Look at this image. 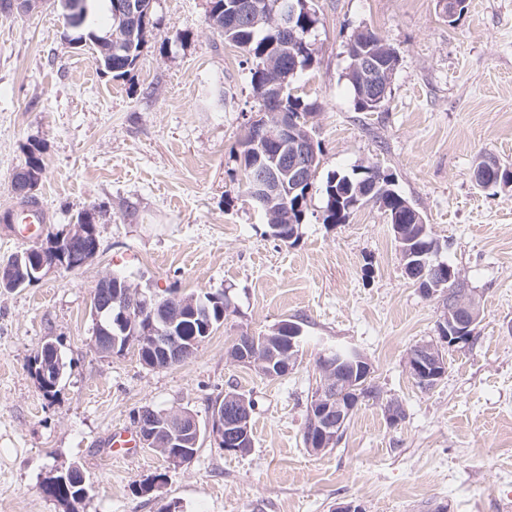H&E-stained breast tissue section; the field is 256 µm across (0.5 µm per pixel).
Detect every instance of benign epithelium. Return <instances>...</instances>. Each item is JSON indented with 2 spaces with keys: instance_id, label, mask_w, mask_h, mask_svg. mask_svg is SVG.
Returning a JSON list of instances; mask_svg holds the SVG:
<instances>
[{
  "instance_id": "obj_1",
  "label": "benign epithelium",
  "mask_w": 512,
  "mask_h": 512,
  "mask_svg": "<svg viewBox=\"0 0 512 512\" xmlns=\"http://www.w3.org/2000/svg\"><path fill=\"white\" fill-rule=\"evenodd\" d=\"M280 9L273 15L272 25L281 33L279 54L286 55L305 45L311 29H301L297 24L298 9H307L306 0H283ZM68 25L79 28L83 22L84 5L65 0L63 2ZM224 9L239 25L251 26L258 21L262 5L255 0H227ZM141 11L140 4L134 0H114L113 13L123 21L137 22ZM273 78L264 85L255 88L254 99L262 104L257 115L251 121L253 144L267 157L263 173L249 182L247 198L258 210L265 213L269 220L278 214L279 205H288V198L300 189L312 190L313 167L316 160V144L311 136L299 137L296 129L288 124L283 114L271 112L264 107L267 101L282 95L295 77L296 70L288 72L273 69V62H266ZM377 67L369 55L353 57L351 71L366 79L372 76ZM392 234L397 243L402 269L414 274L419 292L427 298H436L439 302V320L437 336L431 340L418 342L407 356L408 372L414 382L423 390L436 387L447 373L446 357L443 350L472 343L479 326L483 309L477 290L464 282L456 288L447 287L448 260L441 254L448 244L438 238H431L415 256L408 251L409 242L403 240L402 225H391ZM83 236V230L69 226L58 236L43 239L38 244L39 257L33 266L27 268L28 274L21 278L25 283L35 282L43 276L58 270L77 271L87 265L96 255L97 248L81 249L75 246L76 240ZM119 281L107 276L97 283L93 292L92 313L95 323H100L103 312L112 314L115 324L122 331H128L127 322L134 316H154L158 307V294L139 291L136 295L117 291ZM277 338V348L272 359L265 361L269 370L281 376L288 374L301 357L302 329L297 324L286 327H274L268 334L257 336L244 332L231 350V359L240 364H252L258 354L259 343L266 339ZM147 344L154 351L150 363L156 369L168 368L182 363L192 356L193 347L175 336L170 327H159L153 321L146 322L140 341H120L119 337H108V332L97 327L91 339V345L100 354H117L138 344ZM340 364H356L361 378L344 380L333 379L331 371ZM320 384L308 409L307 432L309 433L308 451L320 454L336 440V435L355 411L360 401L374 396L365 393L369 388L372 365L361 351L352 347H331L320 354L317 363ZM232 408L247 406V399L228 396L226 401H216L211 409L209 421L201 426L195 415L188 410L162 413V426H157L158 416L152 409H143L136 415V429L141 444L158 452L167 453V460L173 466H184L192 457L178 452L180 448L194 447L204 434L224 441V451L240 452V443L247 436L249 419L239 413L224 414V405Z\"/></svg>"
}]
</instances>
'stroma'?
Returning <instances> with one entry per match:
<instances>
[{"label":"stroma","mask_w":512,"mask_h":512,"mask_svg":"<svg viewBox=\"0 0 512 512\" xmlns=\"http://www.w3.org/2000/svg\"><path fill=\"white\" fill-rule=\"evenodd\" d=\"M206 6L155 0L140 60L119 80L99 72L91 48H69L59 12L0 14V213L17 207L13 175L36 144L44 232L88 211L100 239L81 270L0 288V512H333L348 502L512 512V190L473 180L481 155L512 165V0H466L452 21L438 0H317L318 61L295 86L319 105L320 165L291 245L269 236L239 189L238 142L258 104L243 52L207 25ZM362 29L399 57L375 112L355 111L345 77V46ZM369 165L391 174L482 300L476 342L447 350V374L426 392L406 357L436 336L438 304L404 276L386 214L368 204L346 223L323 221L328 177ZM112 273L147 293L226 295V320L169 368L132 349L101 356L90 301ZM284 320L303 330L288 375L270 380L229 359L235 336ZM48 340L65 363L52 396L32 368ZM336 345L367 356L406 418L393 427L362 404L339 443L314 456L306 406L316 360ZM230 388L254 404L248 454L208 436L176 467L104 444L135 431L144 406L206 422ZM75 464L92 492L71 508L43 487Z\"/></svg>","instance_id":"35a3bbf8"}]
</instances>
